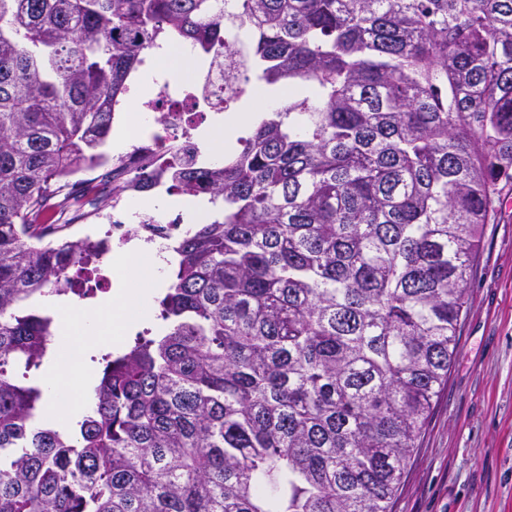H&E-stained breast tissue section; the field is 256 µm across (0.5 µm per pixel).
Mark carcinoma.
I'll return each instance as SVG.
<instances>
[{
  "instance_id": "1",
  "label": "carcinoma",
  "mask_w": 512,
  "mask_h": 512,
  "mask_svg": "<svg viewBox=\"0 0 512 512\" xmlns=\"http://www.w3.org/2000/svg\"><path fill=\"white\" fill-rule=\"evenodd\" d=\"M293 91L224 162L161 169L219 215L174 240L159 326L37 427L54 317L102 250L49 239L145 51ZM512 192V0H0V512H392ZM77 259L66 272L58 253Z\"/></svg>"
}]
</instances>
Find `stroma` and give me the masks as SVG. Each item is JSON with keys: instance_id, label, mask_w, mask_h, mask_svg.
<instances>
[{"instance_id": "35a3bbf8", "label": "stroma", "mask_w": 512, "mask_h": 512, "mask_svg": "<svg viewBox=\"0 0 512 512\" xmlns=\"http://www.w3.org/2000/svg\"><path fill=\"white\" fill-rule=\"evenodd\" d=\"M457 356L392 512H512V204L483 229Z\"/></svg>"}]
</instances>
